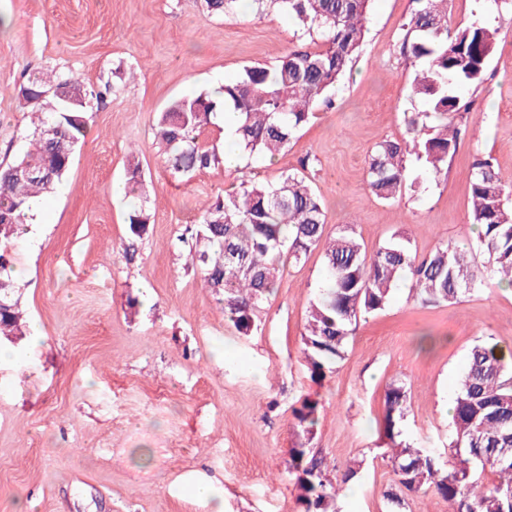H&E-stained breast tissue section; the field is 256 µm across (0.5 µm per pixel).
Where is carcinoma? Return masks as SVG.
I'll list each match as a JSON object with an SVG mask.
<instances>
[{"label": "carcinoma", "instance_id": "carcinoma-1", "mask_svg": "<svg viewBox=\"0 0 512 512\" xmlns=\"http://www.w3.org/2000/svg\"><path fill=\"white\" fill-rule=\"evenodd\" d=\"M208 11L236 15L251 10L290 18L315 48L288 50L269 68L245 67L222 82L215 92L200 91L173 101L157 114L155 136L162 145L173 176L187 177L222 163L220 152L200 141L204 129L227 109L237 114L234 146L256 159H273L314 116L328 106L332 91L352 69L367 35L373 0H203ZM404 24L401 52L415 66L414 95L426 100L428 112L403 113V133L377 143L366 161L367 185L373 195L389 202L416 182L408 179L405 155L416 151L429 174L437 179L448 170L457 151L458 117L468 112L463 92L485 80L497 30L478 24L448 31V0H416ZM71 77L31 74L23 86L48 94L22 96L26 107L40 113L26 134L28 148L13 162L0 164V337L25 333L21 293L11 274L13 245L31 219L33 205L52 192L69 168L72 153L85 137L87 109L111 92L84 86L82 104L65 101ZM27 163L37 173H16ZM301 169L275 182L243 181L224 192L201 213L195 227L180 241L188 245L191 265L205 287L217 296L227 326L239 334L256 327L264 301L277 288L289 263H297L312 248L324 244L323 279L310 301L302 334L303 354L311 377L344 358L347 339L360 317L389 303L403 280L411 281L423 303L457 302L485 284L476 254L441 242L418 258L400 235L369 253L352 224H344L323 240L325 218L320 194ZM127 194L136 197L127 217V235L142 239L152 221L149 197L139 161L129 160ZM470 224L478 228L479 251L498 275V284L512 285V188L504 185L489 158L476 159L470 173ZM410 388L389 384L385 393L383 431L392 443L386 458L395 486L386 498L401 512L406 496L424 487L448 501L449 512H512V369L495 343L474 345L458 379L448 442L451 459L444 463L432 448H417L402 439ZM303 441L288 461V474L300 490L304 512H336V498L357 475L349 468L338 479L324 457L307 445L318 423V402L306 399L293 411ZM492 482L483 481L486 471Z\"/></svg>", "mask_w": 512, "mask_h": 512}]
</instances>
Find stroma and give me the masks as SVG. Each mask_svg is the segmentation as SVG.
Instances as JSON below:
<instances>
[{
  "instance_id": "stroma-1",
  "label": "stroma",
  "mask_w": 512,
  "mask_h": 512,
  "mask_svg": "<svg viewBox=\"0 0 512 512\" xmlns=\"http://www.w3.org/2000/svg\"><path fill=\"white\" fill-rule=\"evenodd\" d=\"M414 7L374 0L368 39L332 107H318L274 161L246 158L178 180L154 138L156 112L244 67L276 65L300 43L293 23L212 15L203 0H0V163L17 158L32 126L19 96L25 75L53 71L115 89L89 110L68 172L14 246L13 276L45 340L14 344L0 363V512H211L184 490L198 477L215 482L224 512H302L286 464L300 441L293 411L307 398L319 403L312 450L337 470L359 467L337 512H389L382 425L385 391L399 380L411 385L406 437L448 455V403L471 347L512 348V293L494 274L455 304L422 305L402 282L316 382L302 333L322 248L286 266L245 336L225 325L178 241L224 190L276 180L306 158L326 235L355 225L371 252L401 233L421 257L441 242L475 246L474 158H491L512 186V0H448L449 26L498 31L487 80L464 97L467 132L447 175L386 203L367 187L366 158L401 134L402 113L427 109L400 49ZM133 156L153 213L134 243L133 200L112 195Z\"/></svg>"
}]
</instances>
